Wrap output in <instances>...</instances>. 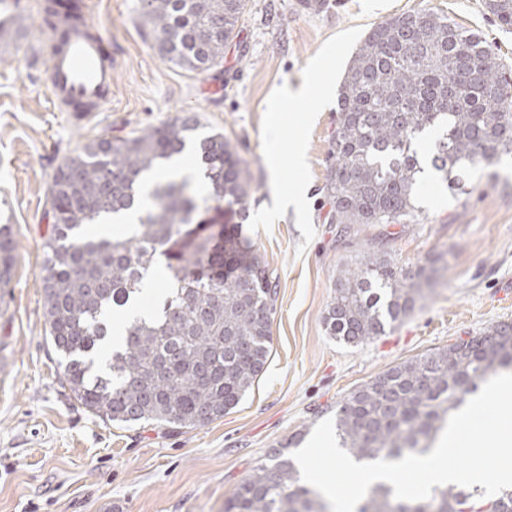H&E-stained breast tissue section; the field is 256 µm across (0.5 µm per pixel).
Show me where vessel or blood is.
Instances as JSON below:
<instances>
[{
	"label": "vessel or blood",
	"mask_w": 512,
	"mask_h": 512,
	"mask_svg": "<svg viewBox=\"0 0 512 512\" xmlns=\"http://www.w3.org/2000/svg\"><path fill=\"white\" fill-rule=\"evenodd\" d=\"M65 40L50 56L49 100L59 112H96L112 96V58L86 16L62 22Z\"/></svg>",
	"instance_id": "b4317fda"
}]
</instances>
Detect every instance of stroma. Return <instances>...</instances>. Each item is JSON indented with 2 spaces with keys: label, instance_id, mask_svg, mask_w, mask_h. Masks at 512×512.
Returning <instances> with one entry per match:
<instances>
[{
  "label": "stroma",
  "instance_id": "1",
  "mask_svg": "<svg viewBox=\"0 0 512 512\" xmlns=\"http://www.w3.org/2000/svg\"><path fill=\"white\" fill-rule=\"evenodd\" d=\"M88 20L116 60L103 111H55L42 0H20L25 26L0 37V225L16 263L0 295V512H224V502L272 449L293 454L349 392L405 360L512 322V155L473 172L462 194L427 181L409 224L328 220L324 186L337 90L352 53L377 23L431 9L481 35L512 68V29L485 0H249L221 68L188 72L161 60L139 0H86ZM318 70L327 101L277 112L282 85ZM196 114L237 144L257 191L242 234L276 277L272 346L263 373L233 410L205 427L103 423L61 385L45 318L41 267L53 173L98 138L130 135ZM305 165L295 168L294 154ZM308 188L303 211L281 200ZM388 252L430 280L413 314L360 346L328 336L323 316L340 269Z\"/></svg>",
  "mask_w": 512,
  "mask_h": 512
}]
</instances>
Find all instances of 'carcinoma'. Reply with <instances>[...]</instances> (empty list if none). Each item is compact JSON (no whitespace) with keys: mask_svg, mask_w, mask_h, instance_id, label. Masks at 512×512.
Returning a JSON list of instances; mask_svg holds the SVG:
<instances>
[{"mask_svg":"<svg viewBox=\"0 0 512 512\" xmlns=\"http://www.w3.org/2000/svg\"><path fill=\"white\" fill-rule=\"evenodd\" d=\"M485 6L512 28V0ZM80 9L79 0H48L45 25L56 31L60 12ZM247 10L248 0H141L140 18L162 60L203 73L224 61ZM413 16V28L402 14L371 28L340 82L326 178L333 224H408L421 211L425 173L458 184L512 153V70L484 38L448 17ZM199 128L185 114L124 138L93 139L52 177L45 318L62 357V385L105 423L204 427L241 402L270 356L277 285L258 252L242 257L254 193L249 166L224 133L200 137ZM188 149L202 189L188 177L167 178L168 164ZM223 206L240 223L205 237L190 228L201 211ZM131 213L137 223L123 234L85 233ZM15 251L11 226L1 224V289L11 283ZM161 270L168 276L162 303L147 317L127 315L122 343L109 345L114 311L128 310ZM424 279L425 268L407 272L387 253L343 267L323 317L327 334L350 346L385 334L424 299ZM509 369V322L393 366L336 409L340 447L358 462L425 455L478 383ZM224 512L331 509L275 448L224 501ZM357 512H512V488L486 498L478 487L449 485L409 502L379 485Z\"/></svg>","mask_w":512,"mask_h":512,"instance_id":"carcinoma-1","label":"carcinoma"}]
</instances>
